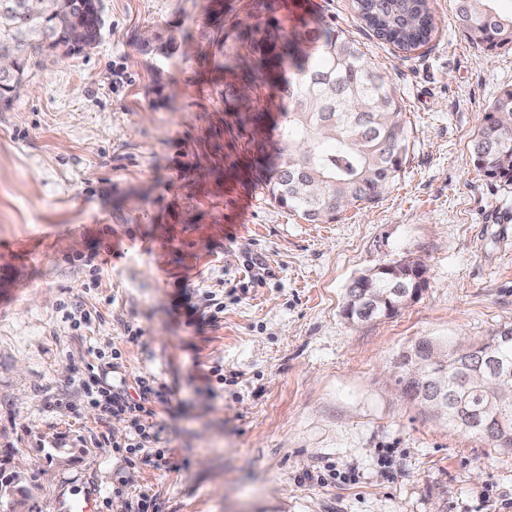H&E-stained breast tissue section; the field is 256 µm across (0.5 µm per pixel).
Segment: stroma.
<instances>
[{
  "label": "stroma",
  "instance_id": "1",
  "mask_svg": "<svg viewBox=\"0 0 512 512\" xmlns=\"http://www.w3.org/2000/svg\"><path fill=\"white\" fill-rule=\"evenodd\" d=\"M255 2L104 0L99 43L0 105V448L30 488L0 512H54L74 492L104 512L143 496L155 512H512V448L421 412L394 368L419 340L467 346L512 324V186L471 155L512 88V43L478 49L455 0H429L435 32L411 53L361 28L353 0ZM270 19L355 39L405 112L398 180L332 222L257 183L282 123L273 83L261 121L234 109L233 32ZM254 256L273 278L250 281ZM409 260L426 267L415 301L343 318L354 277ZM182 288L199 291L196 323L172 309ZM116 351L115 377L158 381L166 466L130 459L127 423L86 401V362Z\"/></svg>",
  "mask_w": 512,
  "mask_h": 512
}]
</instances>
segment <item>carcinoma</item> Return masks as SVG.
I'll return each mask as SVG.
<instances>
[{
  "mask_svg": "<svg viewBox=\"0 0 512 512\" xmlns=\"http://www.w3.org/2000/svg\"><path fill=\"white\" fill-rule=\"evenodd\" d=\"M456 17L470 39L484 49L512 42V19L498 15L493 0H456ZM383 2L354 0L360 21L376 37L404 53L426 45L435 30L428 0H409L401 19L388 25L379 21L398 14L374 8ZM61 19L47 13L35 21L21 14L0 13V51L10 48L13 36L24 32L28 56L18 60L24 77L32 70V57L46 30L60 27ZM250 47L251 60L231 59L225 68L246 65L244 84L254 86L252 74L273 75L286 71L279 81L282 110V141L279 163L261 172L262 188L281 207L295 211L310 223L336 220L347 206L378 199L396 181L409 148L402 107L384 76L355 40L319 23L287 36L275 22L264 28L235 34ZM474 162L487 176L512 185V90L504 91L492 104L472 143ZM426 272L423 264L393 262L371 275L364 296L346 289L343 317L354 324L397 314L404 306L402 291L413 288V272ZM493 360L512 369V325H505L478 343ZM469 348L449 353L447 386L469 414L450 408L440 414L454 430L487 438L496 448H512V378L496 371L484 378L466 379L456 364ZM8 455H0V499L26 498L30 489L21 475L6 472Z\"/></svg>",
  "mask_w": 512,
  "mask_h": 512,
  "instance_id": "carcinoma-1",
  "label": "carcinoma"
}]
</instances>
